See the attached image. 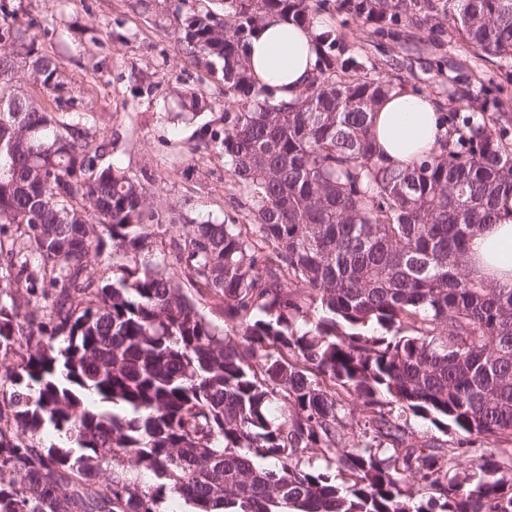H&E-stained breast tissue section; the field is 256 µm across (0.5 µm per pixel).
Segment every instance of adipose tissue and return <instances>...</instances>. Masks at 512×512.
<instances>
[{"label":"adipose tissue","instance_id":"1","mask_svg":"<svg viewBox=\"0 0 512 512\" xmlns=\"http://www.w3.org/2000/svg\"><path fill=\"white\" fill-rule=\"evenodd\" d=\"M248 57L260 83L290 99L311 81L316 64L313 31L278 17H267L253 38ZM377 149L393 166L421 161L444 132L433 101L423 94H391L373 119ZM470 267L479 276L512 285V220L483 226L471 241Z\"/></svg>","mask_w":512,"mask_h":512}]
</instances>
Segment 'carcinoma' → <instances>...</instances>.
Segmentation results:
<instances>
[{"instance_id": "carcinoma-1", "label": "carcinoma", "mask_w": 512, "mask_h": 512, "mask_svg": "<svg viewBox=\"0 0 512 512\" xmlns=\"http://www.w3.org/2000/svg\"><path fill=\"white\" fill-rule=\"evenodd\" d=\"M324 2L135 0L171 14L182 56L224 83L221 111L195 92L181 106L212 113L189 152L223 151L243 221L182 231L101 164L112 143L83 113L48 103L68 76L0 0V356L21 368L0 512H158L168 490L194 512H512V286L468 264L480 228L512 219V112L482 89L434 152L387 164L373 116L400 86L337 56L334 29L314 32L316 72L290 101L246 63L266 17L303 26ZM336 5L383 34L441 10L472 54L512 59V0ZM413 418L455 437L427 440ZM46 426L62 444L19 442ZM129 460L155 482L128 478Z\"/></svg>"}]
</instances>
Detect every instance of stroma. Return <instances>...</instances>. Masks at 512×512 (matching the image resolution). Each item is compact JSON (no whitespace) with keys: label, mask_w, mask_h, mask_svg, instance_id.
Masks as SVG:
<instances>
[{"label":"stroma","mask_w":512,"mask_h":512,"mask_svg":"<svg viewBox=\"0 0 512 512\" xmlns=\"http://www.w3.org/2000/svg\"><path fill=\"white\" fill-rule=\"evenodd\" d=\"M16 3L15 26L35 35L42 53L60 60L76 111L90 114L98 134L111 142L107 162L139 179L177 217L201 223L233 216L223 155L214 150L188 156L196 126L175 116L178 94L201 93L219 108L224 86L179 53L169 22L141 12L132 0ZM319 17L335 29L343 53L367 60L371 77L427 95L439 112L469 109L466 85L452 80L458 63L480 77L488 93L512 104V60L466 56L452 30L409 28L421 42L408 54L405 36L378 35L373 25L338 11L335 0H327Z\"/></svg>","instance_id":"stroma-1"}]
</instances>
